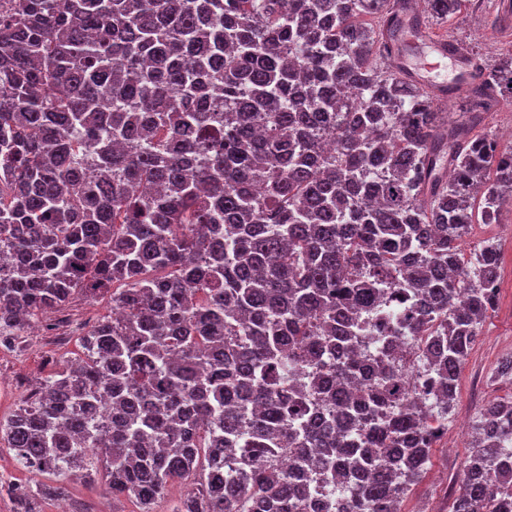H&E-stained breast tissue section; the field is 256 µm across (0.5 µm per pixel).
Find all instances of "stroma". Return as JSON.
<instances>
[{"instance_id": "35a3bbf8", "label": "stroma", "mask_w": 512, "mask_h": 512, "mask_svg": "<svg viewBox=\"0 0 512 512\" xmlns=\"http://www.w3.org/2000/svg\"><path fill=\"white\" fill-rule=\"evenodd\" d=\"M430 31L468 47L486 68L497 65L502 50L512 47V16L504 0H471L448 23L431 24ZM469 240L501 246L499 300L461 366L448 429L433 450L426 475L404 499L403 512H450L463 476L471 425L487 404L512 398V373L503 369L512 360V205L503 208L498 223L473 225ZM79 352L77 337L44 330L22 336L18 349L0 350V419L14 413L56 362L74 360ZM46 482L62 486L63 493L44 500L42 512H57L63 500L80 512H139L136 501L112 495L101 469L89 479L77 473L64 480L50 476Z\"/></svg>"}]
</instances>
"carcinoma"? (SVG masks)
<instances>
[{
    "label": "carcinoma",
    "mask_w": 512,
    "mask_h": 512,
    "mask_svg": "<svg viewBox=\"0 0 512 512\" xmlns=\"http://www.w3.org/2000/svg\"><path fill=\"white\" fill-rule=\"evenodd\" d=\"M426 3L446 21L466 0ZM397 9L412 0L0 8V345L76 293L120 311L0 422L32 475L14 512L90 448L140 512L182 479L173 512H312V482L342 486L335 512H400L497 304L499 247L463 242L512 204V147L473 134L512 94V54L450 120L384 53ZM471 444L451 512H512V401Z\"/></svg>",
    "instance_id": "1"
}]
</instances>
